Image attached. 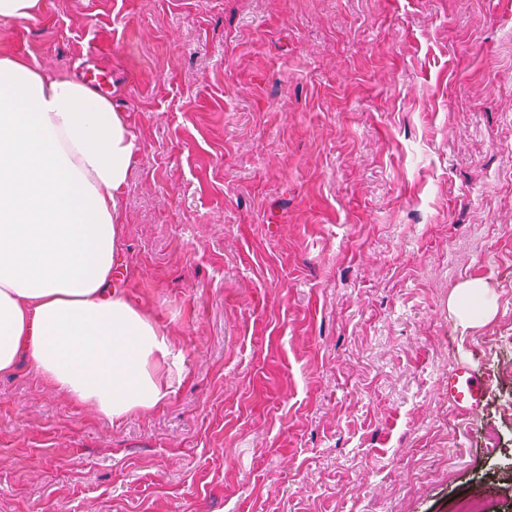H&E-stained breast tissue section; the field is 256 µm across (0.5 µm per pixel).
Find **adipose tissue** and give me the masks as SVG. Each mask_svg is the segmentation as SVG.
<instances>
[{"mask_svg":"<svg viewBox=\"0 0 512 512\" xmlns=\"http://www.w3.org/2000/svg\"><path fill=\"white\" fill-rule=\"evenodd\" d=\"M135 150L110 97L0 55V375L29 360L112 420L174 391L165 332L112 286Z\"/></svg>","mask_w":512,"mask_h":512,"instance_id":"1","label":"adipose tissue"}]
</instances>
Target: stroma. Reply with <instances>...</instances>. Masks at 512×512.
Instances as JSON below:
<instances>
[{"instance_id":"stroma-1","label":"stroma","mask_w":512,"mask_h":512,"mask_svg":"<svg viewBox=\"0 0 512 512\" xmlns=\"http://www.w3.org/2000/svg\"><path fill=\"white\" fill-rule=\"evenodd\" d=\"M0 53L103 74L115 287L179 357L116 422L1 375L0 512H512V0H41ZM457 290L450 305L462 323L473 326L491 315V302L486 298V289L479 281L466 282ZM475 298L480 299L482 303L481 313L477 317L470 315L467 311L468 305ZM477 355L466 364H457L448 372V400L462 414L477 413L484 396V377L475 365Z\"/></svg>"}]
</instances>
